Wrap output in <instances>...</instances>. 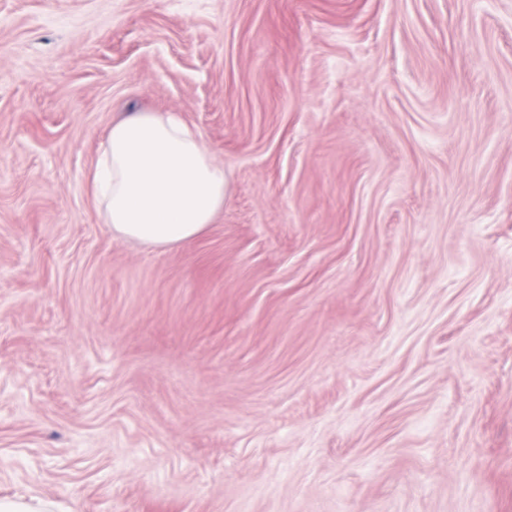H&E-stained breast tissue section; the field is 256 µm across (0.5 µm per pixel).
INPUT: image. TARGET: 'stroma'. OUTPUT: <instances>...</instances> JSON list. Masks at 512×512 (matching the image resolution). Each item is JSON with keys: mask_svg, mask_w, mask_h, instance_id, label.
<instances>
[{"mask_svg": "<svg viewBox=\"0 0 512 512\" xmlns=\"http://www.w3.org/2000/svg\"><path fill=\"white\" fill-rule=\"evenodd\" d=\"M228 177L113 238L112 123ZM512 512V0H0V502ZM89 181L112 236L166 247L191 239L224 209L228 180L201 132L175 112L112 124Z\"/></svg>", "mask_w": 512, "mask_h": 512, "instance_id": "1", "label": "stroma"}]
</instances>
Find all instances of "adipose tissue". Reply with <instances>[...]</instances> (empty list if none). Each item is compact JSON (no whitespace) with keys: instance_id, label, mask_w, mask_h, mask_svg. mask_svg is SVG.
Returning <instances> with one entry per match:
<instances>
[{"instance_id":"ef3b65f1","label":"adipose tissue","mask_w":512,"mask_h":512,"mask_svg":"<svg viewBox=\"0 0 512 512\" xmlns=\"http://www.w3.org/2000/svg\"><path fill=\"white\" fill-rule=\"evenodd\" d=\"M89 181L113 237L166 247L191 239L224 208L228 180L201 132L174 112L114 123Z\"/></svg>"}]
</instances>
